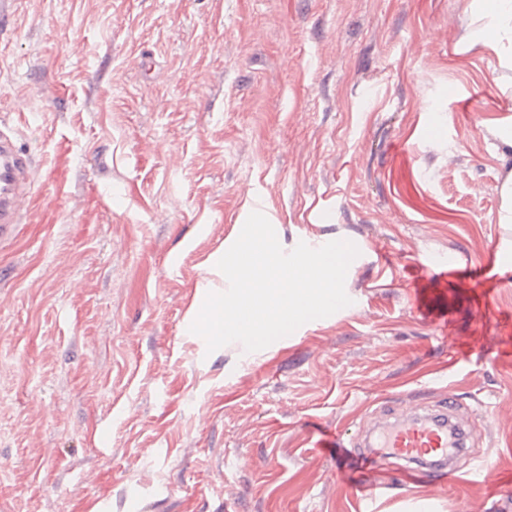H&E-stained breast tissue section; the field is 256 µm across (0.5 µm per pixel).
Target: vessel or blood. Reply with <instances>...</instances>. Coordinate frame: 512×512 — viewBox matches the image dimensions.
Listing matches in <instances>:
<instances>
[{
    "label": "vessel or blood",
    "instance_id": "vessel-or-blood-1",
    "mask_svg": "<svg viewBox=\"0 0 512 512\" xmlns=\"http://www.w3.org/2000/svg\"><path fill=\"white\" fill-rule=\"evenodd\" d=\"M30 159L11 136L0 131V239L19 221L21 203L29 188ZM474 428L459 412L456 396H448L437 408L408 407L376 425L365 436L353 462L340 469L365 475L371 466L404 460L423 464L424 477L435 481L454 471L460 456L470 454Z\"/></svg>",
    "mask_w": 512,
    "mask_h": 512
}]
</instances>
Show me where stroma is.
<instances>
[{
    "instance_id": "35a3bbf8",
    "label": "stroma",
    "mask_w": 512,
    "mask_h": 512,
    "mask_svg": "<svg viewBox=\"0 0 512 512\" xmlns=\"http://www.w3.org/2000/svg\"><path fill=\"white\" fill-rule=\"evenodd\" d=\"M475 27L472 0H5L35 174L0 240V512H512V270L485 302L415 267L512 242V68ZM254 206L284 251L354 243L352 303L210 353L187 314ZM451 393L493 482L391 464L369 506L318 446Z\"/></svg>"
}]
</instances>
